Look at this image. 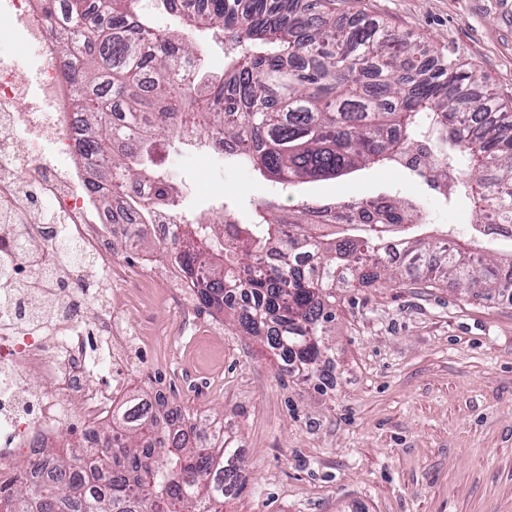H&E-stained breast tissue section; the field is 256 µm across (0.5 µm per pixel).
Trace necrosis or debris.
Returning <instances> with one entry per match:
<instances>
[{
    "mask_svg": "<svg viewBox=\"0 0 512 512\" xmlns=\"http://www.w3.org/2000/svg\"><path fill=\"white\" fill-rule=\"evenodd\" d=\"M46 0H0V17L8 36L32 48L28 67L36 74V93L18 76L16 61L0 57V257H9L12 275L0 283V485L18 474L14 462L24 459L29 484L52 465L46 450L64 428L75 439L94 442L112 413L117 387L93 380L92 351L127 344L130 338L115 311L98 313L90 330L82 314L91 287L71 274L64 287L48 292L20 289L21 279L57 278L53 253L62 239L77 246L107 280L121 275L110 241L117 229L138 227L131 213L112 216L89 189V163L52 168L51 157L70 156L78 144L81 116L65 74L68 55L53 37ZM27 151L17 154V143ZM41 374L49 392L31 390L27 372ZM82 406L71 425H64L56 406L74 394Z\"/></svg>",
    "mask_w": 512,
    "mask_h": 512,
    "instance_id": "necrosis-or-debris-1",
    "label": "necrosis or debris"
}]
</instances>
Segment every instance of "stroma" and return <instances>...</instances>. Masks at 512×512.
Segmentation results:
<instances>
[{"label": "stroma", "instance_id": "35a3bbf8", "mask_svg": "<svg viewBox=\"0 0 512 512\" xmlns=\"http://www.w3.org/2000/svg\"><path fill=\"white\" fill-rule=\"evenodd\" d=\"M336 11L365 12L436 47L512 98V0H337ZM156 162L192 217L223 202L245 223L262 200L288 212L398 195L458 235L472 220L467 207L442 209L437 191L398 167L288 186L176 143L161 146ZM157 249L146 233L115 244L138 286L120 316L151 344L131 350L124 371L103 366L98 379L128 374L126 390L163 388L169 406L223 421L247 475L228 490L224 512H512L511 302L379 279L339 294L321 378L309 382L282 373L236 309L198 307L197 331L184 335L177 310L195 296L172 264L142 270V256Z\"/></svg>", "mask_w": 512, "mask_h": 512}]
</instances>
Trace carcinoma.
<instances>
[{"label": "carcinoma", "mask_w": 512, "mask_h": 512, "mask_svg": "<svg viewBox=\"0 0 512 512\" xmlns=\"http://www.w3.org/2000/svg\"><path fill=\"white\" fill-rule=\"evenodd\" d=\"M65 0L70 22L53 21L70 51L68 74L84 114L77 154L99 159L91 189L114 211L151 219L144 182L181 222L164 260L193 274L209 306L238 289L252 305L238 314L265 336L284 367L314 377L336 318V291L378 278L393 228L428 225L425 209L400 198L304 204L288 213L255 206L247 224L232 210L209 220L179 214L177 189L153 169V153L177 138L212 145L224 162L279 184L336 179L393 166L425 146L410 171L443 188L442 202L475 214L461 238L448 224L402 239L414 282L450 281L486 301L512 302V249L489 248L482 227L512 228V110L473 68L429 56L390 27L346 23L322 0ZM163 11L180 26L164 31ZM224 41V74L199 68L196 39ZM196 67L206 94L183 107L182 73ZM224 231V242L218 231ZM98 447L71 446L32 491L0 486V512H224L228 489L246 482L238 448L223 424L192 420L180 408L128 395L100 429Z\"/></svg>", "instance_id": "carcinoma-1"}]
</instances>
